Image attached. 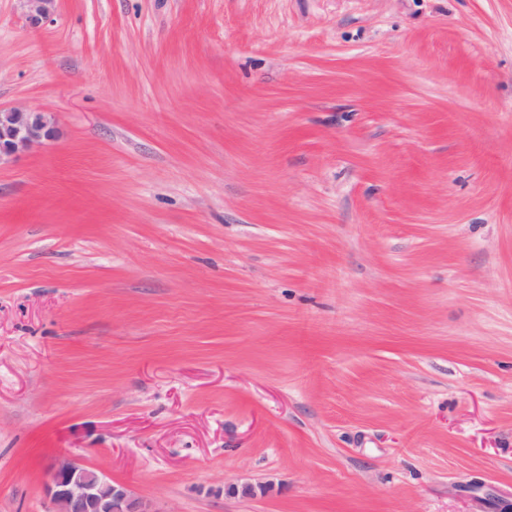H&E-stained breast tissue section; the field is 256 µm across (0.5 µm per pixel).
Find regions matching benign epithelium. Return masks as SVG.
Here are the masks:
<instances>
[{
  "label": "benign epithelium",
  "mask_w": 512,
  "mask_h": 512,
  "mask_svg": "<svg viewBox=\"0 0 512 512\" xmlns=\"http://www.w3.org/2000/svg\"><path fill=\"white\" fill-rule=\"evenodd\" d=\"M28 19L37 28L54 11L56 0H25ZM49 112L27 107L0 108V163L55 139ZM49 512H160L153 504L104 474L58 456L46 472Z\"/></svg>",
  "instance_id": "7a95c632"
}]
</instances>
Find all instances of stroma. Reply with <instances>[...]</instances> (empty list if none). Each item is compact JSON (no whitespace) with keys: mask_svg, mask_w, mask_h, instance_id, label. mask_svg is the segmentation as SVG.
Returning <instances> with one entry per match:
<instances>
[{"mask_svg":"<svg viewBox=\"0 0 512 512\" xmlns=\"http://www.w3.org/2000/svg\"><path fill=\"white\" fill-rule=\"evenodd\" d=\"M26 11L0 512L63 453L162 512H512V0ZM56 135L50 112L27 107L0 108V164L54 140Z\"/></svg>","mask_w":512,"mask_h":512,"instance_id":"1","label":"stroma"}]
</instances>
